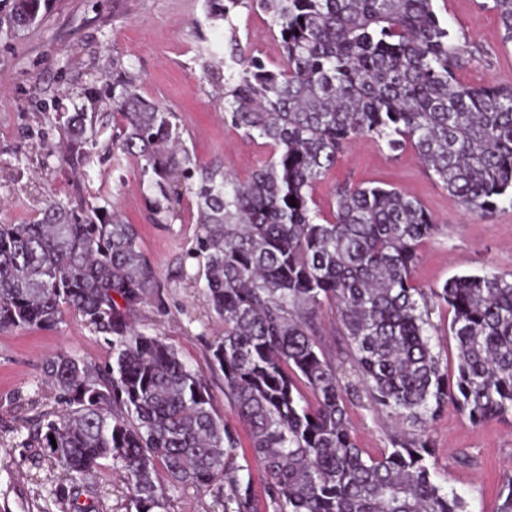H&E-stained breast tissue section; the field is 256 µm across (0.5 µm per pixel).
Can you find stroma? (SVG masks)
Segmentation results:
<instances>
[{
  "mask_svg": "<svg viewBox=\"0 0 512 512\" xmlns=\"http://www.w3.org/2000/svg\"><path fill=\"white\" fill-rule=\"evenodd\" d=\"M490 4L434 0L449 29L477 47L458 79L477 87H512V44H503ZM202 16V0H56L39 27L0 36V222H30L45 201L70 202L76 195L75 181L55 155L57 132L30 105L37 89L71 105L78 74L92 68L111 74L116 61L134 74L145 96L177 113L183 139L201 162L242 179L251 175L268 148L263 139L246 140L224 121L221 89L204 79L196 57L194 22ZM233 22L257 55L278 62L280 46L268 17L241 7ZM21 155L27 162L21 180L15 181L10 166ZM94 176L108 180L113 202L136 225L139 246L166 285L165 312L142 307L139 328L165 338L204 374L214 409L237 424V412L224 396V379L209 367L208 346L223 336L224 324L204 295L177 277L182 254L195 244L193 192L184 193L176 220L157 224L142 200L133 166L117 176L105 160ZM340 183L400 188L434 217L437 230L419 244L413 270L423 287L489 267L512 270V206L500 205L484 216L465 213L413 150L392 152L371 141L349 146L313 191L322 213H329L333 189ZM60 352L98 365L112 358L106 335L70 312L49 329H0V512H127L122 475L111 462L59 494L58 471L41 461V449L21 446L14 433L23 421L57 410V392L45 379L43 364ZM349 416L358 446L371 453L407 435L397 420L365 399L350 404ZM430 438L439 463L437 482L463 495L471 512H496L501 484L512 475V422L476 426L449 405L432 424ZM154 480L166 493L164 512H214L212 495L172 484L165 469H158Z\"/></svg>",
  "mask_w": 512,
  "mask_h": 512,
  "instance_id": "35a3bbf8",
  "label": "stroma"
}]
</instances>
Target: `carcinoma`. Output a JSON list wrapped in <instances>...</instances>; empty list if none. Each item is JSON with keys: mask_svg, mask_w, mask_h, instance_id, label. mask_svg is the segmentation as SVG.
<instances>
[{"mask_svg": "<svg viewBox=\"0 0 512 512\" xmlns=\"http://www.w3.org/2000/svg\"><path fill=\"white\" fill-rule=\"evenodd\" d=\"M52 2L8 0L0 34L36 25ZM239 7L278 28L279 64L242 41ZM492 9L512 43V0H492ZM203 16L212 37L198 60L207 79L224 83V119L270 148L248 179L202 164L176 113L115 61L112 84L86 73L95 91L46 120L62 137L60 162L80 181L91 182L104 155L114 171L135 161L159 224L176 219L193 190L195 245L179 278L224 321L210 366L223 374L251 457L240 456L238 431L214 410L205 377L132 324L141 307L163 305L164 285L136 226L98 204L109 195L103 186L75 206L48 201L29 224H0V328H51L68 309L112 336L104 366L66 352L46 361L62 410L16 433L27 430L22 443L61 468L57 493L112 462L135 512L164 507L159 467L173 484L211 493L221 512H256L253 462L272 512H469L435 482L429 432L448 403L475 425L512 415V271L425 290L411 273L436 224L419 200L339 184L323 216L313 191L348 145L369 140L411 147L471 214L512 206V88L459 81L475 47L441 22L434 0H203ZM328 308L351 346L354 382L325 349ZM443 310L451 372L433 344L432 315ZM363 395L410 438L376 455L357 447L347 408Z\"/></svg>", "mask_w": 512, "mask_h": 512, "instance_id": "cac0c4a2", "label": "carcinoma"}]
</instances>
